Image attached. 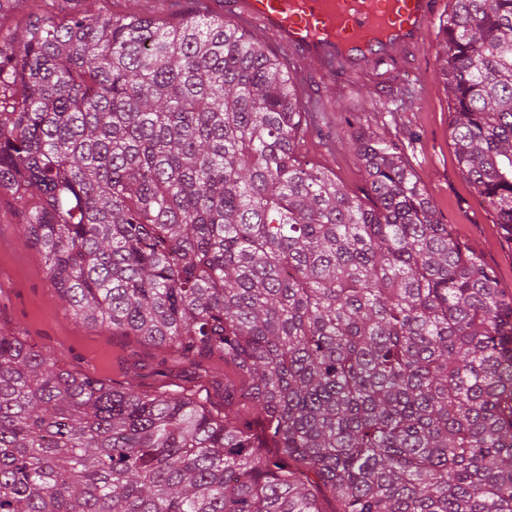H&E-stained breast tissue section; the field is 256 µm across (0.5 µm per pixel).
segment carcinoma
I'll return each instance as SVG.
<instances>
[{
    "label": "carcinoma",
    "instance_id": "1",
    "mask_svg": "<svg viewBox=\"0 0 512 512\" xmlns=\"http://www.w3.org/2000/svg\"><path fill=\"white\" fill-rule=\"evenodd\" d=\"M0 39V190L61 301L235 370L224 410L0 330V512H512V293L440 223L399 141L354 195L257 35L41 0ZM458 170L512 243V0H454Z\"/></svg>",
    "mask_w": 512,
    "mask_h": 512
}]
</instances>
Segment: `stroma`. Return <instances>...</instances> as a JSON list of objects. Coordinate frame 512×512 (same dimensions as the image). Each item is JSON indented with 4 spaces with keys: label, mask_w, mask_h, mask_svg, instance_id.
Masks as SVG:
<instances>
[{
    "label": "stroma",
    "mask_w": 512,
    "mask_h": 512,
    "mask_svg": "<svg viewBox=\"0 0 512 512\" xmlns=\"http://www.w3.org/2000/svg\"><path fill=\"white\" fill-rule=\"evenodd\" d=\"M440 38L430 33L416 61L426 88L414 94V74L401 83L369 78L343 93L313 80L307 93L326 104L299 142L309 162L328 163L349 192L367 188L355 135L400 140L441 223L461 242L476 247L501 287L512 290V243L494 215L457 168L449 133L452 101L443 89L436 61ZM21 215L10 194H0V330L35 348L57 353L63 363L113 386L136 380L152 391L183 383L182 374L161 373L159 351L111 328L78 323L59 299L38 253L20 237Z\"/></svg>",
    "instance_id": "stroma-1"
}]
</instances>
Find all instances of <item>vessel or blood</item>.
Segmentation results:
<instances>
[{"instance_id": "obj_1", "label": "vessel or blood", "mask_w": 512, "mask_h": 512, "mask_svg": "<svg viewBox=\"0 0 512 512\" xmlns=\"http://www.w3.org/2000/svg\"><path fill=\"white\" fill-rule=\"evenodd\" d=\"M206 10L260 27L285 57L297 85L342 69L354 90L373 56L402 67L423 49L438 0H203Z\"/></svg>"}]
</instances>
